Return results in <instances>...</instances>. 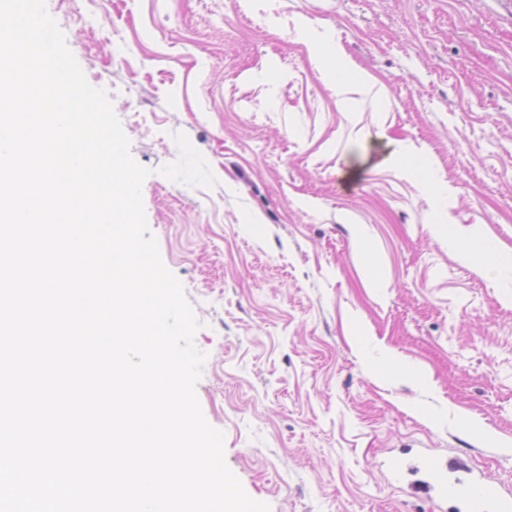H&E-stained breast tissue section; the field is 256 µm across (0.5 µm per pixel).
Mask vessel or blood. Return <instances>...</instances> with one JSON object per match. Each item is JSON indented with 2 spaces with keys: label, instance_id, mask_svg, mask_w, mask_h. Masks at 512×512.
Listing matches in <instances>:
<instances>
[{
  "label": "vessel or blood",
  "instance_id": "b4317fda",
  "mask_svg": "<svg viewBox=\"0 0 512 512\" xmlns=\"http://www.w3.org/2000/svg\"><path fill=\"white\" fill-rule=\"evenodd\" d=\"M418 469L433 478L439 494L464 504L468 512H512V499L502 495L497 484L474 478L442 458H423Z\"/></svg>",
  "mask_w": 512,
  "mask_h": 512
}]
</instances>
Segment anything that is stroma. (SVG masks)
Listing matches in <instances>:
<instances>
[{"instance_id":"35a3bbf8","label":"stroma","mask_w":512,"mask_h":512,"mask_svg":"<svg viewBox=\"0 0 512 512\" xmlns=\"http://www.w3.org/2000/svg\"><path fill=\"white\" fill-rule=\"evenodd\" d=\"M149 168L142 200L206 355L196 394L270 512H450L424 455L512 487V0H45ZM372 76L349 109L307 53ZM481 424L467 432L464 421ZM392 161L402 174L420 181L429 194L436 196L441 202L447 203V186L430 176V169L426 162L401 153L395 155ZM486 272H496L499 277H508L512 274V256L498 250L490 241L481 244V252L471 255Z\"/></svg>"}]
</instances>
